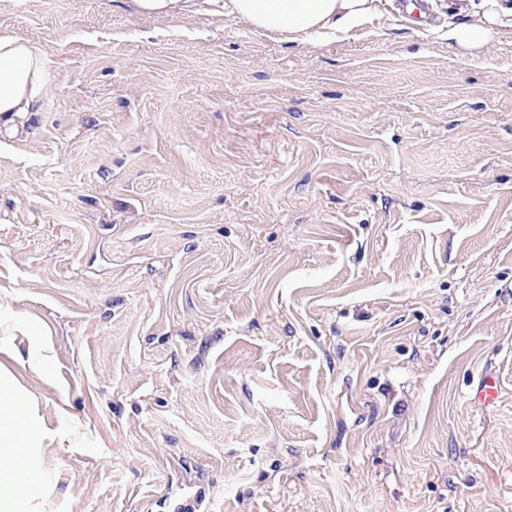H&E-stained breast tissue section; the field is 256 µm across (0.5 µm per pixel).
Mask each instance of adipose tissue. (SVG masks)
<instances>
[{
	"mask_svg": "<svg viewBox=\"0 0 512 512\" xmlns=\"http://www.w3.org/2000/svg\"><path fill=\"white\" fill-rule=\"evenodd\" d=\"M135 13L229 16L288 42L350 30L376 14L381 0H131ZM469 21L449 28L448 38L470 56L489 52L512 19V0H473ZM48 82L44 52L11 32L0 33V129L11 130L40 100Z\"/></svg>",
	"mask_w": 512,
	"mask_h": 512,
	"instance_id": "1",
	"label": "adipose tissue"
}]
</instances>
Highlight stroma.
<instances>
[{
  "label": "stroma",
  "instance_id": "obj_1",
  "mask_svg": "<svg viewBox=\"0 0 512 512\" xmlns=\"http://www.w3.org/2000/svg\"><path fill=\"white\" fill-rule=\"evenodd\" d=\"M289 43L0 0V410L37 512H512V28ZM498 377L497 405L473 393ZM48 82L44 52L11 32L0 33V132L38 103Z\"/></svg>",
  "mask_w": 512,
  "mask_h": 512
}]
</instances>
